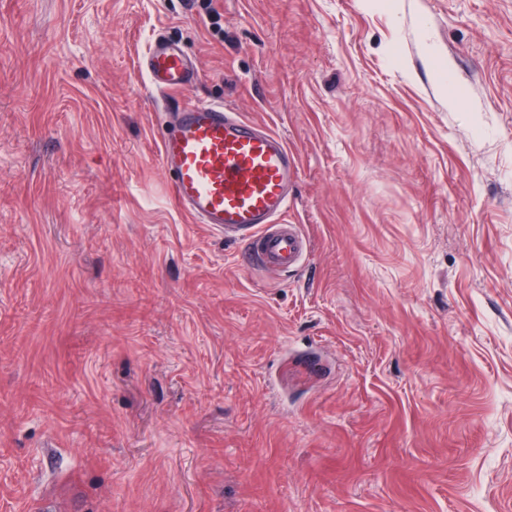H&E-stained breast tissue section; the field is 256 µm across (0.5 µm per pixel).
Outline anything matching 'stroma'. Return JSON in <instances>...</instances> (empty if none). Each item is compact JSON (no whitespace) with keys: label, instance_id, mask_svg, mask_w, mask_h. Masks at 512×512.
Segmentation results:
<instances>
[{"label":"stroma","instance_id":"35a3bbf8","mask_svg":"<svg viewBox=\"0 0 512 512\" xmlns=\"http://www.w3.org/2000/svg\"><path fill=\"white\" fill-rule=\"evenodd\" d=\"M161 34L300 271L176 204ZM0 512H512V0H0ZM149 85L159 93L165 104L170 98L193 87L199 72L179 44L158 36L140 62Z\"/></svg>","mask_w":512,"mask_h":512}]
</instances>
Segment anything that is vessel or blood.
Listing matches in <instances>:
<instances>
[{
  "instance_id": "1",
  "label": "vessel or blood",
  "mask_w": 512,
  "mask_h": 512,
  "mask_svg": "<svg viewBox=\"0 0 512 512\" xmlns=\"http://www.w3.org/2000/svg\"><path fill=\"white\" fill-rule=\"evenodd\" d=\"M140 66L164 97L199 79L180 45L163 36L154 39ZM159 159L179 208L194 222L242 243L246 266L276 273L302 266L308 240L288 220L300 167L281 135L223 105L193 102L174 112Z\"/></svg>"
}]
</instances>
